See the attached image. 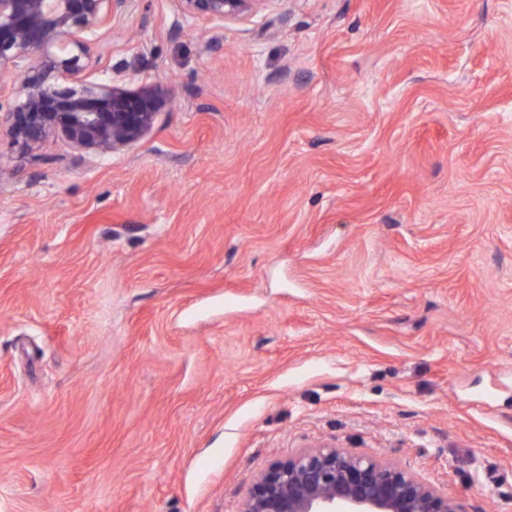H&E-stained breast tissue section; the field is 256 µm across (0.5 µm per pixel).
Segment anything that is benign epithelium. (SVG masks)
<instances>
[{"label": "benign epithelium", "mask_w": 512, "mask_h": 512, "mask_svg": "<svg viewBox=\"0 0 512 512\" xmlns=\"http://www.w3.org/2000/svg\"><path fill=\"white\" fill-rule=\"evenodd\" d=\"M140 0H0V74L17 70V95L0 101V127L15 146L60 135L105 155L140 141L166 102L162 89L135 92L113 80L61 87L90 67L88 42L109 18ZM275 0H177L186 17L244 19ZM238 512H467L464 504L388 461L322 444L257 473Z\"/></svg>", "instance_id": "obj_1"}]
</instances>
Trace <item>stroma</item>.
Here are the masks:
<instances>
[{
    "label": "stroma",
    "mask_w": 512,
    "mask_h": 512,
    "mask_svg": "<svg viewBox=\"0 0 512 512\" xmlns=\"http://www.w3.org/2000/svg\"><path fill=\"white\" fill-rule=\"evenodd\" d=\"M95 156L0 132V512H238L329 443L512 512V0H140ZM273 0H177L179 11L186 17H206L224 22L255 15Z\"/></svg>",
    "instance_id": "35a3bbf8"
}]
</instances>
